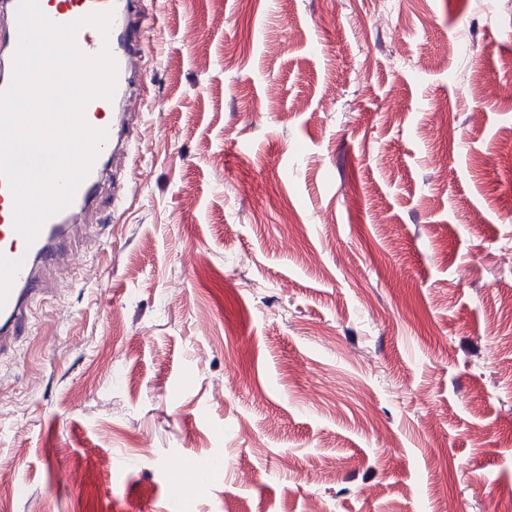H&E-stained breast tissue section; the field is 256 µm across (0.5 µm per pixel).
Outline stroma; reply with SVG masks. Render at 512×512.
<instances>
[{
    "label": "stroma",
    "instance_id": "1",
    "mask_svg": "<svg viewBox=\"0 0 512 512\" xmlns=\"http://www.w3.org/2000/svg\"><path fill=\"white\" fill-rule=\"evenodd\" d=\"M147 38L136 194L0 357V512H512V0Z\"/></svg>",
    "mask_w": 512,
    "mask_h": 512
}]
</instances>
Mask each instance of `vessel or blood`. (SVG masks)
<instances>
[{
    "label": "vessel or blood",
    "instance_id": "b4317fda",
    "mask_svg": "<svg viewBox=\"0 0 512 512\" xmlns=\"http://www.w3.org/2000/svg\"><path fill=\"white\" fill-rule=\"evenodd\" d=\"M143 0H39L44 14L65 24L93 12L113 14L108 34L83 26L76 35L78 48L93 56L109 49L117 64V84L112 98H96L85 108L87 122L106 130L107 140L72 203L42 226L33 244H26L13 227V197L0 178V355L10 351L28 324L32 304L55 287L47 278L67 255L73 235L82 231L88 214L99 213L104 194L124 197L130 171L119 164L132 141L130 101L148 87L138 66L145 51V35L152 20ZM19 0H0V91L12 78L17 46L16 11Z\"/></svg>",
    "mask_w": 512,
    "mask_h": 512
}]
</instances>
